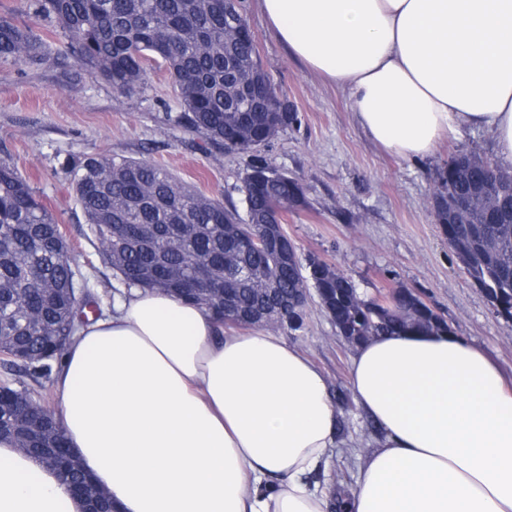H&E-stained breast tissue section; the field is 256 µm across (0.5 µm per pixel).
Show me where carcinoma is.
<instances>
[{
	"label": "carcinoma",
	"mask_w": 512,
	"mask_h": 512,
	"mask_svg": "<svg viewBox=\"0 0 512 512\" xmlns=\"http://www.w3.org/2000/svg\"><path fill=\"white\" fill-rule=\"evenodd\" d=\"M33 14L63 38L70 57L94 68L112 87L133 94L147 81V62L164 67L182 111L167 121L199 132L226 153L269 144L295 120L288 99L264 70L256 48L234 31L248 26L239 0H30ZM0 57L21 64L48 59L43 35L0 17ZM75 199L104 262L126 288H163L206 307L236 326L272 321L298 330L304 311L291 304L312 281L342 336L363 341L398 332H447V321L400 288L386 304L360 296L324 260L313 268L276 256L257 243L249 225L266 223L305 205L299 180L259 164L244 180L247 218L199 194L159 165L115 157L70 156L63 163ZM433 198L439 224L472 281L500 290L512 311V177L476 154L451 158L438 170ZM153 226L151 240L117 249L128 225ZM206 267L211 282L187 291L184 279ZM101 314L85 278L67 258L53 214L11 164L0 161V365L35 381L50 379L71 337ZM0 436L56 470L62 483L84 488L87 512H110L112 501L79 464L52 454L65 443L56 422H34L33 390L0 382ZM329 512H343L346 492L331 487Z\"/></svg>",
	"instance_id": "1"
}]
</instances>
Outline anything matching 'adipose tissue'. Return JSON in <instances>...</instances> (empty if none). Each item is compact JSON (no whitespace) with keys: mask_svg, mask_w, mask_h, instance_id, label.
<instances>
[{"mask_svg":"<svg viewBox=\"0 0 512 512\" xmlns=\"http://www.w3.org/2000/svg\"><path fill=\"white\" fill-rule=\"evenodd\" d=\"M277 39L406 160L468 128L512 170V0H261ZM350 382L379 436L345 512H512V386L452 333L356 345ZM57 416L114 512H325L335 448L318 368L270 330L228 332L161 290L116 295L70 341ZM0 439V512H84Z\"/></svg>","mask_w":512,"mask_h":512,"instance_id":"obj_1","label":"adipose tissue"}]
</instances>
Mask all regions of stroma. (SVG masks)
<instances>
[{
    "label": "stroma",
    "instance_id": "1",
    "mask_svg": "<svg viewBox=\"0 0 512 512\" xmlns=\"http://www.w3.org/2000/svg\"><path fill=\"white\" fill-rule=\"evenodd\" d=\"M263 68L287 97L296 121L268 146L221 153L202 135L169 125L181 109L166 73L150 67L146 85L128 96L99 73L55 54L40 67L0 59V160L12 163L61 226L72 266L86 276L102 311L122 283L100 257L62 166L71 155L129 157L166 168L181 182L227 209L245 214L244 179L263 163L298 179L305 207L290 213L285 229L300 258H320L338 269L362 297L396 288L418 293L450 330L480 346L505 376H512V323L493 311L448 245L432 198L434 174L459 154L495 155L489 135L464 131L415 161L378 147L356 122L343 94L290 57L274 36L258 0H241ZM280 336L303 351L327 380L336 409L339 442L324 469L330 480L354 487L357 462L349 447H364L376 427L357 407L349 381L353 349L310 294L301 329Z\"/></svg>",
    "mask_w": 512,
    "mask_h": 512
}]
</instances>
